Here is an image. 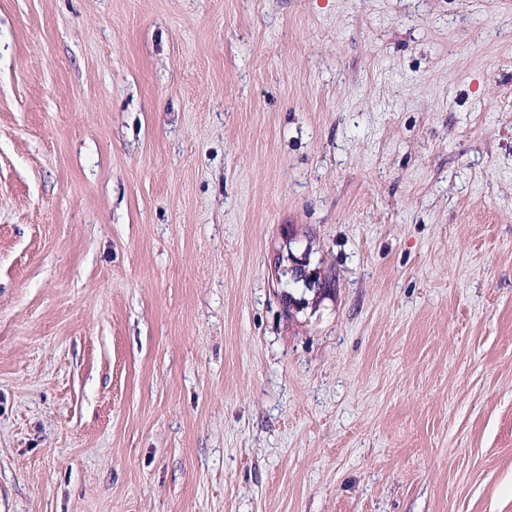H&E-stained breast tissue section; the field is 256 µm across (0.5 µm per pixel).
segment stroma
<instances>
[{"label":"stroma","instance_id":"35a3bbf8","mask_svg":"<svg viewBox=\"0 0 512 512\" xmlns=\"http://www.w3.org/2000/svg\"><path fill=\"white\" fill-rule=\"evenodd\" d=\"M0 512H512V0H0ZM308 264L307 254L297 257L288 251V266H282L280 258H278V262L274 265V279L277 286H282L283 276L287 275L288 281H301L306 289L314 290L313 284L317 282V277L319 279L322 276V272L320 268L308 270Z\"/></svg>","mask_w":512,"mask_h":512}]
</instances>
